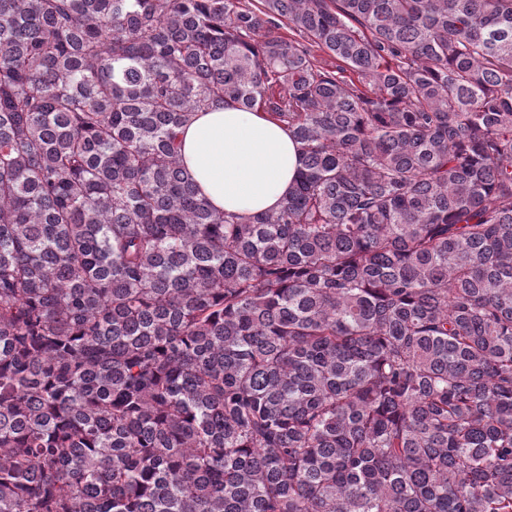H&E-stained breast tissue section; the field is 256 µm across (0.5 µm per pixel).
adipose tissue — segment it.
I'll return each instance as SVG.
<instances>
[{
  "label": "adipose tissue",
  "mask_w": 512,
  "mask_h": 512,
  "mask_svg": "<svg viewBox=\"0 0 512 512\" xmlns=\"http://www.w3.org/2000/svg\"><path fill=\"white\" fill-rule=\"evenodd\" d=\"M183 162L217 210L243 217L279 209L301 167L288 129L232 106L195 113L180 130Z\"/></svg>",
  "instance_id": "ef3b65f1"
}]
</instances>
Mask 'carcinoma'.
<instances>
[{"label": "carcinoma", "instance_id": "cac0c4a2", "mask_svg": "<svg viewBox=\"0 0 512 512\" xmlns=\"http://www.w3.org/2000/svg\"><path fill=\"white\" fill-rule=\"evenodd\" d=\"M0 512H512V0H0ZM183 162L217 210L251 217L280 208L301 168L288 129L233 106L195 113L180 130Z\"/></svg>", "mask_w": 512, "mask_h": 512}]
</instances>
